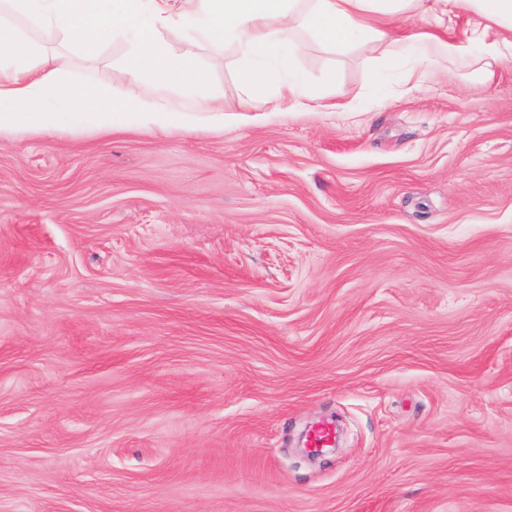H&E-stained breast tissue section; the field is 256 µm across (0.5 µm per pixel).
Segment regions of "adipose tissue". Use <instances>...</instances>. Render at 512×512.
I'll use <instances>...</instances> for the list:
<instances>
[{
    "label": "adipose tissue",
    "instance_id": "1",
    "mask_svg": "<svg viewBox=\"0 0 512 512\" xmlns=\"http://www.w3.org/2000/svg\"><path fill=\"white\" fill-rule=\"evenodd\" d=\"M102 2L0 0V134L108 130L117 116L131 128H223L222 99L195 96L182 78L183 61L157 36L158 27L186 19L236 45L247 62L239 81L271 89L262 103L266 112L317 99L293 70L304 50L296 36L302 25L339 48L392 38L416 56L413 76L419 84L437 61H452L476 47L495 59L512 58V0H128L106 26L100 21ZM417 11L441 18L465 14L470 22L445 36L389 30L392 19ZM18 18L59 31L88 53L105 27L130 34L124 80L105 87L76 82L59 58L37 61V47L14 24ZM190 96L195 104L181 106Z\"/></svg>",
    "mask_w": 512,
    "mask_h": 512
}]
</instances>
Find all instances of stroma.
<instances>
[{
	"label": "stroma",
	"instance_id": "1",
	"mask_svg": "<svg viewBox=\"0 0 512 512\" xmlns=\"http://www.w3.org/2000/svg\"><path fill=\"white\" fill-rule=\"evenodd\" d=\"M159 35L222 130L0 136V512H512V59L310 37L346 111L264 112Z\"/></svg>",
	"mask_w": 512,
	"mask_h": 512
}]
</instances>
